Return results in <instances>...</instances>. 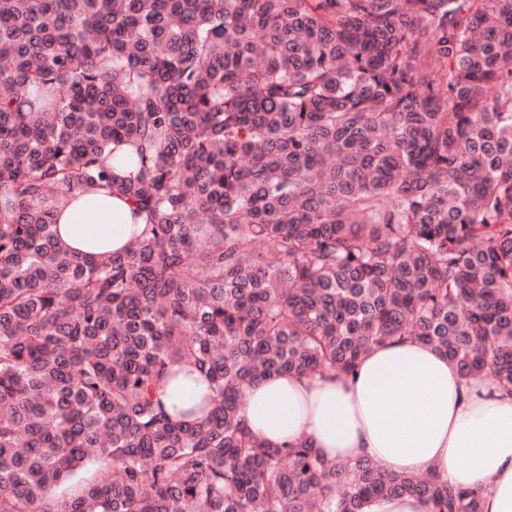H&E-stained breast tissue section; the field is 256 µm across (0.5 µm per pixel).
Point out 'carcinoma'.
I'll return each instance as SVG.
<instances>
[{
	"mask_svg": "<svg viewBox=\"0 0 512 512\" xmlns=\"http://www.w3.org/2000/svg\"><path fill=\"white\" fill-rule=\"evenodd\" d=\"M94 186L150 229L87 261ZM399 338L512 395V0H0V512H480L240 416ZM161 391L168 414L179 417L189 410L200 415L208 389L207 382L197 371L185 367L167 378ZM375 512H431V505L417 497L392 498L381 501Z\"/></svg>",
	"mask_w": 512,
	"mask_h": 512,
	"instance_id": "1",
	"label": "carcinoma"
}]
</instances>
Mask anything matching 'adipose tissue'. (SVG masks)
<instances>
[{
	"instance_id": "adipose-tissue-1",
	"label": "adipose tissue",
	"mask_w": 512,
	"mask_h": 512,
	"mask_svg": "<svg viewBox=\"0 0 512 512\" xmlns=\"http://www.w3.org/2000/svg\"><path fill=\"white\" fill-rule=\"evenodd\" d=\"M63 244L84 259L118 252L147 228L145 215L111 190L65 199ZM205 379L186 367L166 379L168 414L201 412ZM252 433L274 444L308 442L339 459L368 458L388 471L435 472L449 485L482 492V512H512V397L466 379L448 360L406 339L374 347L353 375H288L248 389Z\"/></svg>"
}]
</instances>
